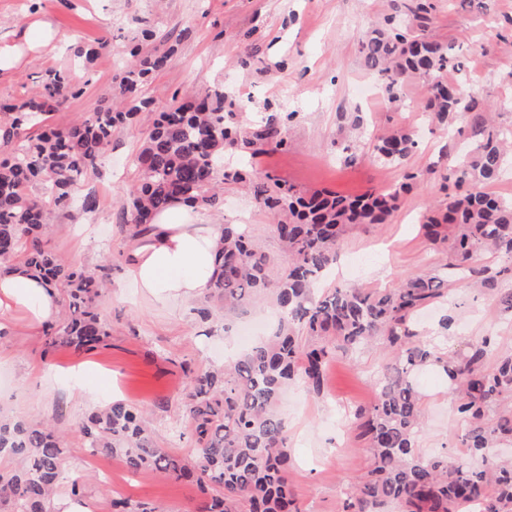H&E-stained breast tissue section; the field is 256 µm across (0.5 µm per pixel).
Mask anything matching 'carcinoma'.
Masks as SVG:
<instances>
[{"label": "carcinoma", "instance_id": "obj_1", "mask_svg": "<svg viewBox=\"0 0 512 512\" xmlns=\"http://www.w3.org/2000/svg\"><path fill=\"white\" fill-rule=\"evenodd\" d=\"M405 18L404 25L390 17L370 28L361 43L365 66L393 102L400 100L408 78L427 79L428 95L417 110L429 121L448 126L469 115L461 131L467 133L470 150L454 162L456 182L497 181L512 164V129L496 126L489 106L444 78L455 68L453 47L427 36L425 5L408 8ZM155 39V32L144 28L129 48L131 61L113 86L116 108L68 125L55 123L58 108L83 88L70 74L53 69L45 71L24 102L0 103V146L9 148L0 153V268L21 265L63 290L66 318L48 334L50 347L86 352L109 337L95 306L109 268L88 272L56 254L45 240L52 211L24 189L40 183L55 205L66 204L112 144L114 133L150 111L151 100L142 89L175 54L172 46L145 50ZM223 100L219 90L197 93L156 115L138 155V178L122 206L121 228L132 233L175 200L219 210L223 182L247 183L277 219L273 232L285 264L272 277V260L255 236L242 224H226L218 248L220 273L208 297L231 311L253 296H269L279 311L276 329L222 369L189 371L185 413L192 459L160 447L148 408L123 401L82 420L86 452L112 455L135 474L190 483L204 494L214 491L200 512H300L288 482V429L277 410L282 391L300 380L311 392L323 394L326 369L336 352L357 351L380 340L393 363L381 371L375 402L357 413L356 428L371 448V466L349 492L347 512H380L386 502L399 503L402 512H465L474 499L482 502L480 512H512V463L496 455L500 442L512 440V406H501L512 396V355L489 366L488 342L483 341L444 366L456 382L454 402L467 424L465 447L490 464L487 469L464 458L450 463L446 457L418 454L421 410L410 381L415 368L441 362L429 342L411 329V321L444 298L448 270L476 287L494 289L500 310L512 314V282L479 263L483 252L491 250L512 267V201L481 190L450 194L420 224L428 240L445 245L448 263L388 293L350 285L325 291L321 280L336 264L348 226L385 223L418 179L407 167L417 144L413 133L399 128L369 138L373 158L401 170L402 182L355 198L331 192L303 195L268 175L224 170L226 151L255 156L287 147L285 125L293 113L271 115L244 130L234 113L221 111ZM0 457L17 462L11 470H0V512H47L52 493L66 483L75 496L83 491L65 468L62 437L48 424L0 419ZM110 508L161 512L149 502L123 497L112 499Z\"/></svg>", "mask_w": 512, "mask_h": 512}]
</instances>
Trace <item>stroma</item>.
Masks as SVG:
<instances>
[{
    "label": "stroma",
    "mask_w": 512,
    "mask_h": 512,
    "mask_svg": "<svg viewBox=\"0 0 512 512\" xmlns=\"http://www.w3.org/2000/svg\"><path fill=\"white\" fill-rule=\"evenodd\" d=\"M406 0H0V52H21L20 64L0 74V100L20 102L50 68L68 71L84 88L55 114L65 125L108 106L106 92L121 72L122 55L141 29L155 31L157 48L177 44L168 65L156 73L144 94L153 112L167 111L173 96L220 89L223 109L239 122L257 126L274 112L292 113L286 149L257 155L253 169L291 184L301 193L324 190L359 196L382 184L399 181L401 172L374 162L367 140H357L340 120L358 112L367 132L385 128L416 131L419 146L408 166L420 173L413 189L386 223L350 230L341 245L328 285L392 290L420 273L441 267L447 257L419 230L426 208L446 197L441 176L463 153L465 137L429 128L415 103L428 91L425 79L406 82L403 98L390 102L360 52L372 23L404 13ZM432 40L454 45L462 71L449 72L469 94L494 105L498 126L512 128V0H427ZM44 23L58 35L53 49L27 50L22 33ZM103 43L84 67L79 47ZM152 114L142 115L115 132L108 155L76 186L72 200L56 213L48 240L67 263L87 270L106 263L111 276L96 306L111 335L95 351L74 353L49 348L44 329L18 326L0 335V418L30 422L54 420L64 437L66 465L84 485L90 512H109L115 493L152 502L163 512H196L204 497L196 486L148 474L134 475L109 455L88 457L78 431L91 409L69 400L64 391L47 393L44 381L78 364L95 366L84 378L92 391L148 407L158 444L173 452L193 453L190 438H175L185 428L183 394L187 370L223 363L241 350L236 334L244 319L259 321L260 335L273 329L277 314L262 299L226 315L215 311L203 320L191 305L158 301L136 294L124 278L128 237L120 233L122 200L137 179L135 160L145 141ZM358 159L346 163L348 152ZM95 196L96 211L83 208ZM209 224H247L275 263H283L271 230L274 217L255 199L228 182L224 208L205 210ZM453 307L437 303L418 319L419 329L440 356L466 353L489 341V360L512 353V315L502 313L493 292L468 288L449 277L446 289ZM451 312L453 330L441 328ZM383 351L370 346L354 354H337L327 367L322 395L301 385L289 386L280 413L288 425L289 477L302 512H343L347 494L366 473L370 455L358 440L353 413L376 396L374 378ZM422 400L424 424L419 436L422 455H465L458 430L452 386L440 364L412 374Z\"/></svg>",
    "instance_id": "35a3bbf8"
}]
</instances>
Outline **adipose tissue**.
I'll use <instances>...</instances> for the list:
<instances>
[{"label":"adipose tissue","instance_id":"1","mask_svg":"<svg viewBox=\"0 0 512 512\" xmlns=\"http://www.w3.org/2000/svg\"><path fill=\"white\" fill-rule=\"evenodd\" d=\"M220 224H205L198 210L173 203L129 240L125 276L142 295L187 302L203 295L219 271ZM56 288L39 276L0 270V331L24 323L36 328L56 320Z\"/></svg>","mask_w":512,"mask_h":512}]
</instances>
